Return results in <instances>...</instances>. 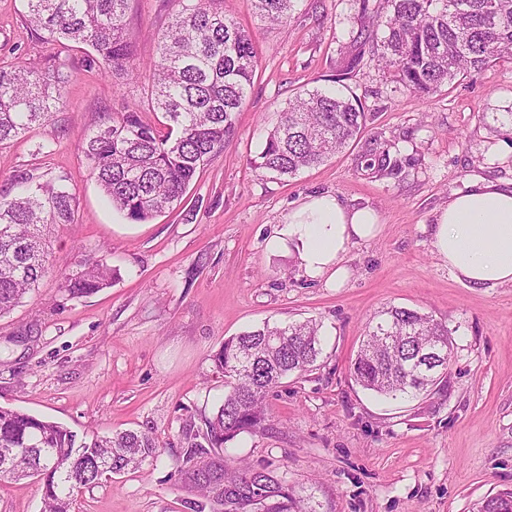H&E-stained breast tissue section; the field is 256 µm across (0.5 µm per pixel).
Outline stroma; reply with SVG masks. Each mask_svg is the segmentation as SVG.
<instances>
[{
	"instance_id": "obj_1",
	"label": "stroma",
	"mask_w": 512,
	"mask_h": 512,
	"mask_svg": "<svg viewBox=\"0 0 512 512\" xmlns=\"http://www.w3.org/2000/svg\"><path fill=\"white\" fill-rule=\"evenodd\" d=\"M222 6L256 42L246 101L223 151L205 161L181 202L136 222L105 201L82 138L127 106L163 128L149 103L148 66L173 0H130L138 69L112 79L90 65L89 47L49 41L29 26L23 0H0L1 66L70 67L60 109L0 143V194L31 176L63 179L76 198L72 223L50 229L52 263L38 288L0 316V405L81 437L137 430L156 438L154 461L78 489L71 512H187L175 458L183 426L211 416L224 395L213 353L264 323L313 319L324 338L315 366L270 393L271 429L238 436L235 455L313 495L319 512H472L482 498L512 490V284L458 281L439 260L430 226L473 179L512 181V59L425 96L371 59L340 82L353 36H383L386 0L368 15L362 0H297L276 25L251 0ZM330 87L369 113L361 138L293 177L256 168L289 101ZM369 148L403 159L401 173L369 174ZM319 194L371 208L380 222L375 238L350 246L339 288L267 248L289 210ZM100 255L117 271L111 286L66 297L64 275ZM390 307L447 326L449 384L392 400L354 381L350 364L365 327ZM41 505L40 481H0V512Z\"/></svg>"
}]
</instances>
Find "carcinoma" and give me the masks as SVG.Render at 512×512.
Here are the masks:
<instances>
[{
  "label": "carcinoma",
  "mask_w": 512,
  "mask_h": 512,
  "mask_svg": "<svg viewBox=\"0 0 512 512\" xmlns=\"http://www.w3.org/2000/svg\"><path fill=\"white\" fill-rule=\"evenodd\" d=\"M130 0H24L27 21L48 39L88 46L101 74L133 71L125 38ZM222 0H178L149 66L151 102L167 132L143 123L128 109L84 134L90 173L119 213L145 221L183 197L197 169L224 149L233 114L243 106L257 67L251 31L224 17ZM261 17L288 19L294 0H253ZM392 13L378 61L398 84L424 96L459 76L512 56V0H387ZM66 63L52 69L0 66V142L48 120L63 103ZM368 113L356 99L329 90H307L289 101L267 135L256 167L294 176L322 164L356 141ZM403 162L387 151H369L365 168L393 176ZM20 193L0 195V315L32 291L50 265L47 240L53 224H70L76 198L55 182L18 181ZM107 262L86 260L64 277L71 298L112 285ZM314 320L264 324L224 340L213 355L224 374L218 410L187 425L176 469L194 498L190 512H317L285 478L255 474L228 462V445L243 433L268 429L269 393L293 373L309 371L320 354ZM453 343L448 328L417 310L390 307L368 327L351 364L361 387L397 398L431 393L448 378ZM153 436L135 431L77 442L67 427L0 406V480L43 481L41 512H70L74 492L99 480L101 462L111 474L137 470L156 456ZM476 512H512V491L482 499Z\"/></svg>",
  "instance_id": "carcinoma-1"
}]
</instances>
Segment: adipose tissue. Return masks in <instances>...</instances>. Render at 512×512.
Segmentation results:
<instances>
[{
    "mask_svg": "<svg viewBox=\"0 0 512 512\" xmlns=\"http://www.w3.org/2000/svg\"><path fill=\"white\" fill-rule=\"evenodd\" d=\"M378 230L371 209L315 195L289 211L268 247L293 251L309 278L339 284L348 276L343 259L351 244L375 237ZM432 238L457 280L476 288L512 283V183L472 182L438 212Z\"/></svg>",
    "mask_w": 512,
    "mask_h": 512,
    "instance_id": "adipose-tissue-1",
    "label": "adipose tissue"
}]
</instances>
